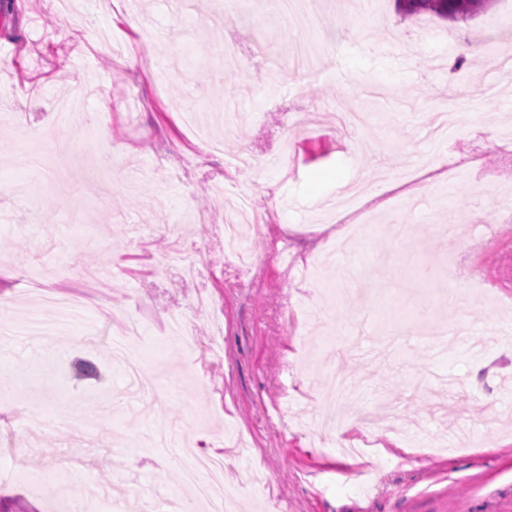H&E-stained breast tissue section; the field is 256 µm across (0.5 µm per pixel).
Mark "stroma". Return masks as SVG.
Wrapping results in <instances>:
<instances>
[{"instance_id":"1","label":"stroma","mask_w":512,"mask_h":512,"mask_svg":"<svg viewBox=\"0 0 512 512\" xmlns=\"http://www.w3.org/2000/svg\"><path fill=\"white\" fill-rule=\"evenodd\" d=\"M241 11L77 0L76 22L51 0H0V325L55 320L46 291L91 303L55 336L0 344V498L50 512L62 490L92 488L86 512H127L132 484L193 496L171 464L188 435L224 453L229 485L262 475L231 512H512V181L494 178L512 151V78L494 81L512 0L465 21L319 0L300 34L264 0ZM98 29L129 55L96 52ZM446 36L482 52L458 63ZM81 85L97 91L89 112L109 102L108 196L16 159L25 141L52 154L61 138L91 160L85 124L53 109ZM459 92L476 110L431 141L436 104ZM243 148L257 159L235 179L257 223L246 271L215 207L224 157ZM447 161L450 181L388 195L386 173ZM363 177L389 202L360 216L376 227L361 237L320 208ZM174 307L191 341L165 339ZM117 312L140 318V338ZM120 346L153 395L130 389ZM338 355L361 384L351 432L324 423ZM77 358L101 377L61 396Z\"/></svg>"}]
</instances>
